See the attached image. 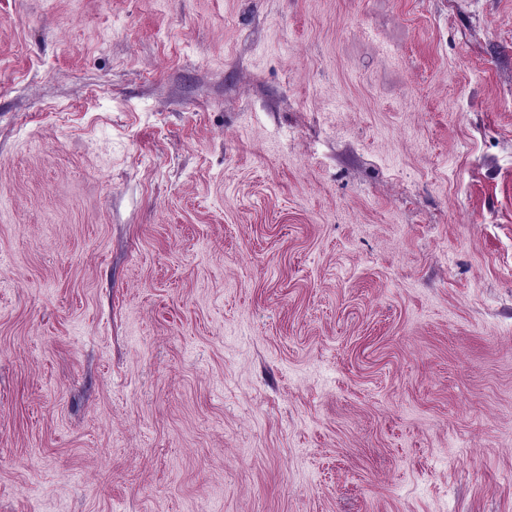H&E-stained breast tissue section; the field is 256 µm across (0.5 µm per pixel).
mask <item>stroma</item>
I'll use <instances>...</instances> for the list:
<instances>
[{
	"instance_id": "1",
	"label": "stroma",
	"mask_w": 512,
	"mask_h": 512,
	"mask_svg": "<svg viewBox=\"0 0 512 512\" xmlns=\"http://www.w3.org/2000/svg\"><path fill=\"white\" fill-rule=\"evenodd\" d=\"M0 512H512V0H0Z\"/></svg>"
}]
</instances>
